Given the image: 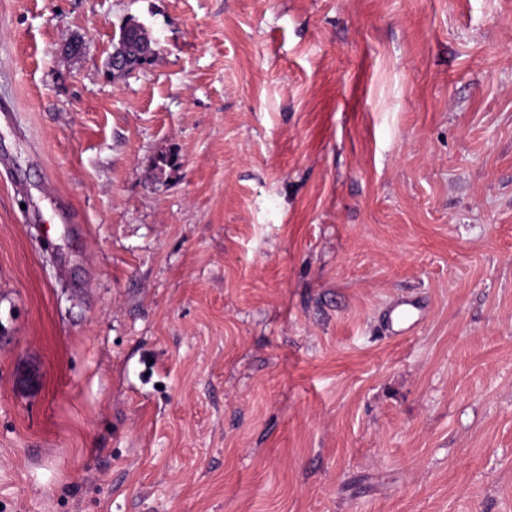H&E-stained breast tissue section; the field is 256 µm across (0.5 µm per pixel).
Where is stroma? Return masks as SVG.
I'll use <instances>...</instances> for the list:
<instances>
[{"label": "stroma", "instance_id": "stroma-1", "mask_svg": "<svg viewBox=\"0 0 512 512\" xmlns=\"http://www.w3.org/2000/svg\"><path fill=\"white\" fill-rule=\"evenodd\" d=\"M3 103L0 512H512V0H0ZM131 31H133L135 35L141 36H138L136 38L134 37L132 40L131 38H129V36H126V40L123 43L120 41V36V39L118 41V47L120 46V44H122V47L127 51V53L130 56V64L133 65V67L130 70L141 66L143 62L147 60L150 63L154 55L152 43L146 30L140 28L137 22L131 20L125 23L120 28V33L127 32L128 34ZM417 304L412 300H402L393 305L387 312L386 324L390 336H400L411 331L417 324Z\"/></svg>", "mask_w": 512, "mask_h": 512}]
</instances>
